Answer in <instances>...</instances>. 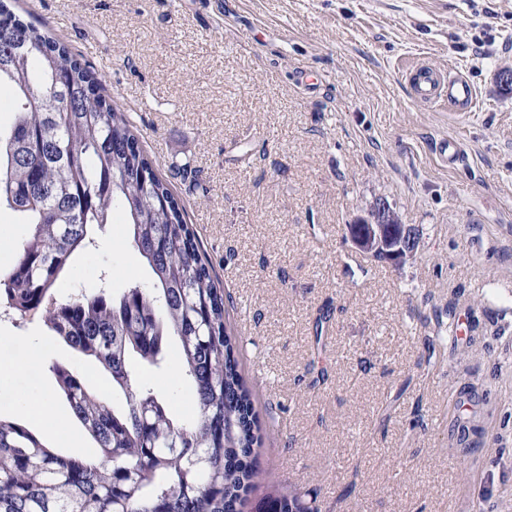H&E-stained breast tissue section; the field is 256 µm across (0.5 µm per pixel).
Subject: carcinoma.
Returning <instances> with one entry per match:
<instances>
[{"label": "carcinoma", "instance_id": "cac0c4a2", "mask_svg": "<svg viewBox=\"0 0 512 512\" xmlns=\"http://www.w3.org/2000/svg\"><path fill=\"white\" fill-rule=\"evenodd\" d=\"M0 34V85L13 90L0 123V211L28 225L0 269V314L39 315L52 335L107 372L125 407L58 362L49 370L100 449L82 464L35 430L0 417V512H240L259 476L261 423L224 289L204 261L186 209L112 106L93 68L60 39L15 16ZM123 211L151 279L114 294L60 296L56 282ZM194 394L182 421L134 362L160 368L170 339ZM272 512H318L296 490Z\"/></svg>", "mask_w": 512, "mask_h": 512}]
</instances>
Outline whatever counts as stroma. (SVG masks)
I'll use <instances>...</instances> for the list:
<instances>
[{
  "label": "stroma",
  "instance_id": "obj_1",
  "mask_svg": "<svg viewBox=\"0 0 512 512\" xmlns=\"http://www.w3.org/2000/svg\"><path fill=\"white\" fill-rule=\"evenodd\" d=\"M95 69L187 211L245 343L263 425L256 512L289 486L319 512H512V0H18ZM475 87L457 118L415 67ZM456 139L459 158L440 153ZM386 201L420 232L397 265L346 226ZM148 284L121 211L58 292ZM88 369L41 317L0 321ZM145 380L182 418L178 369ZM31 420L62 454L96 455Z\"/></svg>",
  "mask_w": 512,
  "mask_h": 512
}]
</instances>
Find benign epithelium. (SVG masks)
I'll return each mask as SVG.
<instances>
[{
	"label": "benign epithelium",
	"instance_id": "7a95c632",
	"mask_svg": "<svg viewBox=\"0 0 512 512\" xmlns=\"http://www.w3.org/2000/svg\"><path fill=\"white\" fill-rule=\"evenodd\" d=\"M350 227L348 237L356 248L379 251L390 262H397L400 256L418 247L413 225L398 220L385 203L378 204L366 216L356 217Z\"/></svg>",
	"mask_w": 512,
	"mask_h": 512
}]
</instances>
